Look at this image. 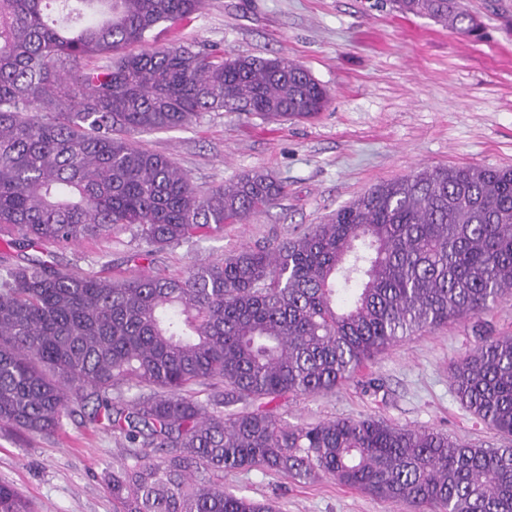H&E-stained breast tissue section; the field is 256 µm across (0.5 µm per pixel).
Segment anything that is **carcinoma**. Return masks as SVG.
Wrapping results in <instances>:
<instances>
[{
	"mask_svg": "<svg viewBox=\"0 0 512 512\" xmlns=\"http://www.w3.org/2000/svg\"><path fill=\"white\" fill-rule=\"evenodd\" d=\"M204 0H0V232L37 252L117 228L155 248L271 206L251 171L203 192L134 140L205 112L308 120L326 89L283 56L184 42ZM472 40L463 0H386ZM164 25L168 42L153 30ZM138 45V53L125 49ZM104 64L75 74L84 60ZM512 290V168L435 167L369 188L326 222L184 276L73 275L38 256L0 269V425L51 435L93 403L129 448L116 512H276L224 473L329 478L414 512H512V448L375 419L305 426L266 405L328 394L398 337L475 316ZM462 405L512 436V336L453 363ZM214 392L204 402L192 392ZM0 512H32L0 484Z\"/></svg>",
	"mask_w": 512,
	"mask_h": 512,
	"instance_id": "1",
	"label": "carcinoma"
}]
</instances>
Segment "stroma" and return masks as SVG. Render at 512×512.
<instances>
[{
    "mask_svg": "<svg viewBox=\"0 0 512 512\" xmlns=\"http://www.w3.org/2000/svg\"><path fill=\"white\" fill-rule=\"evenodd\" d=\"M464 3L485 25L482 41L376 0H206L181 23L184 41L292 58L325 86L330 103L307 121L207 112L137 141L172 157L200 190L259 171L284 183L285 195L187 243L157 249L118 230L53 251L48 262L78 274L180 275L293 237L373 185L414 171L512 168V0ZM485 336H512V293L479 316L400 337L331 394L285 397L269 409L291 425L373 417L487 448L510 445L461 405L452 384V364ZM125 456L122 440L78 408L49 436L0 431V484L22 492L37 512H112L106 485ZM224 489L273 501L278 512H412L324 477L286 484L258 468L225 474Z\"/></svg>",
    "mask_w": 512,
    "mask_h": 512,
    "instance_id": "35a3bbf8",
    "label": "stroma"
}]
</instances>
